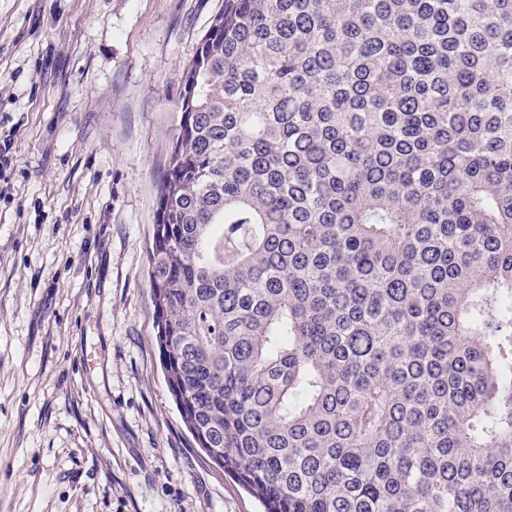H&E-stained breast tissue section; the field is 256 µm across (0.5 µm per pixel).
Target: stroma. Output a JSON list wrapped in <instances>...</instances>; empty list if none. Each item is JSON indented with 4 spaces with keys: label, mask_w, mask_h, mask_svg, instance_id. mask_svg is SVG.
<instances>
[{
    "label": "stroma",
    "mask_w": 512,
    "mask_h": 512,
    "mask_svg": "<svg viewBox=\"0 0 512 512\" xmlns=\"http://www.w3.org/2000/svg\"><path fill=\"white\" fill-rule=\"evenodd\" d=\"M221 0H0V512H262L197 448L147 247Z\"/></svg>",
    "instance_id": "1"
}]
</instances>
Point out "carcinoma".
I'll return each mask as SVG.
<instances>
[{
  "mask_svg": "<svg viewBox=\"0 0 512 512\" xmlns=\"http://www.w3.org/2000/svg\"><path fill=\"white\" fill-rule=\"evenodd\" d=\"M147 249L263 512H512V0H222Z\"/></svg>",
  "mask_w": 512,
  "mask_h": 512,
  "instance_id": "1",
  "label": "carcinoma"
}]
</instances>
